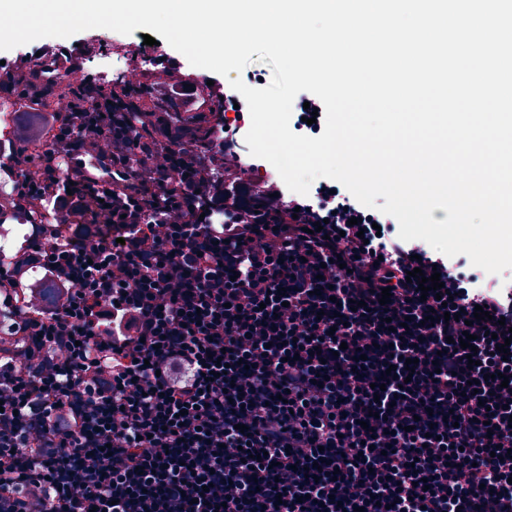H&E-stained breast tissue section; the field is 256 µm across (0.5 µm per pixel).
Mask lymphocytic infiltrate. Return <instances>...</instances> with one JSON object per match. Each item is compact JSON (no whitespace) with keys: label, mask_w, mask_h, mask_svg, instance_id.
<instances>
[{"label":"lymphocytic infiltrate","mask_w":512,"mask_h":512,"mask_svg":"<svg viewBox=\"0 0 512 512\" xmlns=\"http://www.w3.org/2000/svg\"><path fill=\"white\" fill-rule=\"evenodd\" d=\"M202 95L224 119L189 149L153 113L164 163L142 179L130 99ZM112 101L102 173L0 267L2 290L35 267L54 289L16 301L0 345V512H512V279L483 287L329 186L299 202L239 164L208 174L250 121L222 83L151 71Z\"/></svg>","instance_id":"lymphocytic-infiltrate-1"}]
</instances>
